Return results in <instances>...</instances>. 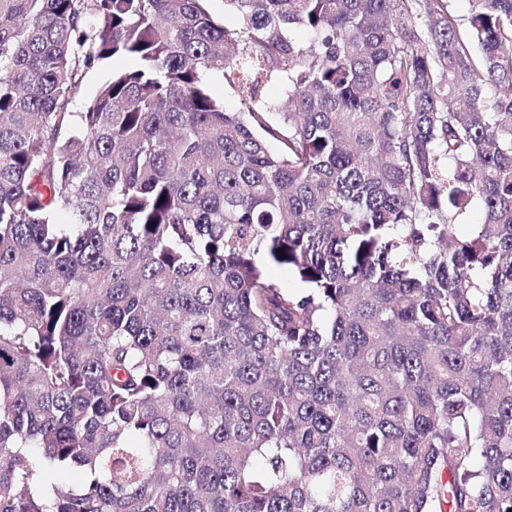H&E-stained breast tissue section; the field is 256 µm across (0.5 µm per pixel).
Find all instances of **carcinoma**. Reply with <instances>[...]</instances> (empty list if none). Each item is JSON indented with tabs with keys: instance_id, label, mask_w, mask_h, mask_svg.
Returning a JSON list of instances; mask_svg holds the SVG:
<instances>
[{
	"instance_id": "carcinoma-1",
	"label": "carcinoma",
	"mask_w": 512,
	"mask_h": 512,
	"mask_svg": "<svg viewBox=\"0 0 512 512\" xmlns=\"http://www.w3.org/2000/svg\"><path fill=\"white\" fill-rule=\"evenodd\" d=\"M208 2L0 0V512H512V0ZM135 65L136 61L132 58H111L92 68L83 69L80 73L81 93L70 102L68 111L84 112L88 102L113 69H128Z\"/></svg>"
}]
</instances>
